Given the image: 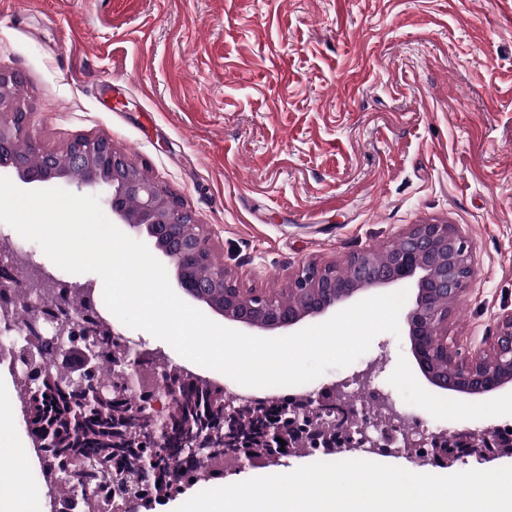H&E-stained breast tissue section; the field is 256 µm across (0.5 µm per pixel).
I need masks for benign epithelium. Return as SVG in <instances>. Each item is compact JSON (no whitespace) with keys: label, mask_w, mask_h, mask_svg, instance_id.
<instances>
[{"label":"benign epithelium","mask_w":512,"mask_h":512,"mask_svg":"<svg viewBox=\"0 0 512 512\" xmlns=\"http://www.w3.org/2000/svg\"><path fill=\"white\" fill-rule=\"evenodd\" d=\"M19 81L14 73L0 72V169L16 172L21 182L38 184L60 179L80 190L105 191L103 203L112 213V222L126 226L135 236L149 243L167 257L175 267L176 285L180 291L201 303L209 302V289L224 286V305L214 311L224 319L252 331H290L308 319L328 316L360 301L361 297L380 287L406 281L413 282L414 296L405 314L411 353L431 385L457 395L480 396L507 386L512 387V312L500 320L496 332L485 337L484 347L459 359L458 352L448 344V307L461 297L474 276L472 240L457 233L447 224H415L398 241L378 253L365 250L353 254L345 267L311 263L289 279L288 296L247 292L234 282L232 275L217 264L206 283H193L191 270L183 258H197L210 250L209 235L204 225H197L193 234L182 232L186 224L195 223L179 199L156 181L148 178L139 164L116 150L106 138L80 137L69 144L63 154L45 151L29 140V151L42 159L34 168L17 156L18 138L30 135L32 110L17 99L11 87ZM74 171L83 178L73 180ZM136 208L128 206L129 200ZM0 294L11 296L27 309H34L29 292L17 281L0 275ZM30 324L19 331L21 345L11 348L14 358H23L26 398L39 400L45 387L55 385L47 372L33 374L38 366L42 347L54 342L57 371L68 376L81 398L70 426L82 432L94 421L110 418L114 461L125 468L124 481L112 477L118 493L133 512L142 496L140 477L151 475L165 487L167 463H156L152 457L133 452L136 443L128 439L130 421L153 432L163 443L177 430H182L180 453L203 460L223 448L236 458L242 450L261 454L275 461L283 456L278 451L283 439L288 454L303 455L311 448L331 446L338 451L379 450L400 453L410 448L432 447L450 460L472 454L481 456L512 453V433L487 430L483 438L469 432L456 435L441 444L423 436L414 441L409 434L387 423L359 413L353 399L329 400L326 395L335 389L309 393L290 406L285 415L266 417L258 403H239L216 394L202 417L188 416L180 420L168 415L165 419L149 407L132 404L133 413L126 412L124 399L112 391V381L126 380L145 362L141 352L123 355L112 361L109 380L99 374L100 361L112 347V329L105 322L94 328L64 333ZM41 448H57L58 432L53 423L38 432ZM47 465L62 473L61 481L69 492L59 499L60 512H75L79 500H88L96 493V484L89 460L78 450L70 451L62 466L56 457L46 454Z\"/></svg>","instance_id":"obj_1"}]
</instances>
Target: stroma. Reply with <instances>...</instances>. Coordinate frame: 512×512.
Segmentation results:
<instances>
[{
  "mask_svg": "<svg viewBox=\"0 0 512 512\" xmlns=\"http://www.w3.org/2000/svg\"><path fill=\"white\" fill-rule=\"evenodd\" d=\"M0 70L33 138L105 137L203 224L239 287L279 293L415 224L476 246L448 339L479 348L512 311V0H0ZM375 383L453 433L512 429V390L451 398L407 334Z\"/></svg>",
  "mask_w": 512,
  "mask_h": 512,
  "instance_id": "obj_1",
  "label": "stroma"
}]
</instances>
